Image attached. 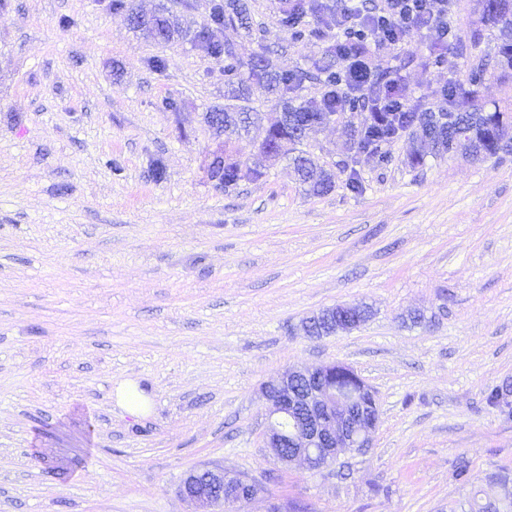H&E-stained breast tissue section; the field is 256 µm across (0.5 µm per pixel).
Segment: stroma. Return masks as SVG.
Returning <instances> with one entry per match:
<instances>
[{
    "label": "stroma",
    "mask_w": 512,
    "mask_h": 512,
    "mask_svg": "<svg viewBox=\"0 0 512 512\" xmlns=\"http://www.w3.org/2000/svg\"><path fill=\"white\" fill-rule=\"evenodd\" d=\"M250 5L251 32L211 31L242 59L311 72L336 42L326 26L292 42L281 0ZM481 14L482 0L451 2L477 57L497 46ZM431 43L372 51L412 109L443 105L451 86L489 104L512 96L511 69L474 85L454 53L426 64ZM221 69L190 43L144 39L110 0H0V512H193L179 486L215 466L262 487L242 512L277 498L313 512L499 499L512 421L485 397L512 383V150L473 160L427 145L413 168L415 127L380 167L349 150L371 117L354 110L298 145L333 174L330 192L307 194L284 160L225 191L208 175L224 140L203 120L224 106ZM358 302L373 315L353 331L300 329ZM415 310L427 324L407 322ZM332 362L380 410L345 482L282 468L263 442V384ZM126 380L146 414L116 403Z\"/></svg>",
    "instance_id": "1"
}]
</instances>
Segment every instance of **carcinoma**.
Segmentation results:
<instances>
[{"mask_svg":"<svg viewBox=\"0 0 512 512\" xmlns=\"http://www.w3.org/2000/svg\"><path fill=\"white\" fill-rule=\"evenodd\" d=\"M314 8L315 5L303 0H284L282 22L288 27H296ZM165 12L166 7L163 6L151 14H141L142 21L134 25V28L158 43L175 40L182 36V31L171 24ZM249 16L247 0H212L209 20L216 26L222 27L236 22L249 33ZM480 22L498 31L502 41L499 47V53L503 57L501 66L511 69L512 0H484ZM362 36L361 32L355 33L345 42L327 50L329 59L343 61L345 67L336 72L333 70V63L329 61L317 66V72L326 75V78L323 80V107L316 108L308 99L298 101L288 97V91L298 87L306 75L280 71L269 58L262 55L245 62L237 57L232 45L212 40L207 27L194 31L190 34L191 44L207 56L224 63L227 85L224 109L208 113V124L224 128L227 139L249 134L252 128L260 127L263 121L262 113L251 107V87L257 85L267 89L278 96L281 110L263 128L260 155L265 159L292 156L294 169L301 183L307 186V191L315 195L328 192L333 187L331 175L317 167L303 152L296 151V145L300 143L306 130L336 115V108H341L343 112L364 109L376 101L383 90L392 86L386 73L367 64L357 87L358 96L352 97L344 91V86L353 82V76L349 74L354 61L352 45H357L359 53H365V48L360 46ZM372 117L368 134H360V140L372 147L374 152L381 145L400 136L410 126L408 121L397 125L394 117L386 112H374ZM500 117L499 107L486 109L485 103L479 101L475 94L458 100L451 93L445 97V105L440 109H427L421 113L423 139L443 153L455 150V146L462 143L476 158L495 155L500 150ZM262 175L258 159L250 164L235 161L221 166L215 163L210 168V177L226 187L235 185L244 178H258ZM468 512H512V500L484 502L474 496L469 501Z\"/></svg>","mask_w":512,"mask_h":512,"instance_id":"obj_1","label":"carcinoma"}]
</instances>
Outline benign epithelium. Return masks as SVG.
Segmentation results:
<instances>
[{
	"instance_id": "benign-epithelium-1",
	"label": "benign epithelium",
	"mask_w": 512,
	"mask_h": 512,
	"mask_svg": "<svg viewBox=\"0 0 512 512\" xmlns=\"http://www.w3.org/2000/svg\"><path fill=\"white\" fill-rule=\"evenodd\" d=\"M326 368H290L262 387L267 403L264 445L285 468L299 465L311 470L318 458L332 462L372 447L380 415L357 413L354 395L318 383ZM181 493L199 512H236L256 499L261 487L223 469H200L187 474Z\"/></svg>"
}]
</instances>
